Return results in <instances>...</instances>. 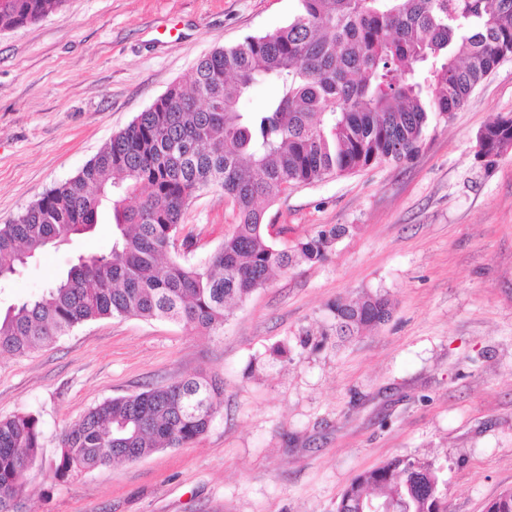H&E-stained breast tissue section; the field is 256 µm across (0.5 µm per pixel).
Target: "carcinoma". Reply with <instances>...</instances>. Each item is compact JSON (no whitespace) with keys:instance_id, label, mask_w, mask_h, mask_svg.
<instances>
[{"instance_id":"1","label":"carcinoma","mask_w":512,"mask_h":512,"mask_svg":"<svg viewBox=\"0 0 512 512\" xmlns=\"http://www.w3.org/2000/svg\"><path fill=\"white\" fill-rule=\"evenodd\" d=\"M63 0H0V31L36 22ZM288 24L202 58L189 85H174L90 160L11 224L0 225V284L48 246L90 232L108 208L112 246L80 257L41 293L0 314V355L22 357L80 326L129 316L217 331L228 307L272 273L326 258L343 227L292 249L266 236L257 204L420 151L432 121L447 119L512 55V0H298ZM261 81L275 92L243 108ZM512 146V115L482 130L478 156L492 165ZM218 188L236 212L231 234L201 269L170 249L184 209ZM336 337L388 321L382 292L331 307ZM222 393L197 376L92 407L58 440V480L178 448L205 434ZM43 461L39 416L0 419V512H19L23 472ZM441 468L393 456L358 474L336 512L389 501L398 512H448ZM486 512H512V490Z\"/></svg>"}]
</instances>
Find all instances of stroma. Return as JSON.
Wrapping results in <instances>:
<instances>
[{
  "label": "stroma",
  "mask_w": 512,
  "mask_h": 512,
  "mask_svg": "<svg viewBox=\"0 0 512 512\" xmlns=\"http://www.w3.org/2000/svg\"><path fill=\"white\" fill-rule=\"evenodd\" d=\"M298 0H63L0 32V225L74 177L100 148L213 50L288 23ZM512 113V57L410 161L384 162L261 203L281 249L336 225L326 260L274 275L210 335L105 318L23 357L0 356V418L39 413L44 454L103 400L178 377L224 383L208 431L179 448L66 480L21 478L22 512H336L351 480L395 455L442 468L448 512H485L512 489V147L494 165L477 135ZM112 217L38 255L0 310L112 244ZM235 224L212 189L183 217L204 265ZM387 292V322L301 346L330 305ZM287 343L290 352L273 358Z\"/></svg>",
  "instance_id": "35a3bbf8"
}]
</instances>
